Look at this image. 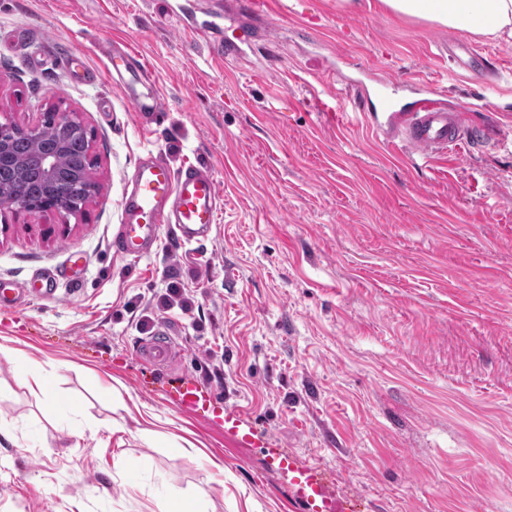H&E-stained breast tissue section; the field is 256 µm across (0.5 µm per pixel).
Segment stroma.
I'll return each mask as SVG.
<instances>
[{"label":"stroma","instance_id":"35a3bbf8","mask_svg":"<svg viewBox=\"0 0 512 512\" xmlns=\"http://www.w3.org/2000/svg\"><path fill=\"white\" fill-rule=\"evenodd\" d=\"M239 0H0V123L75 111L94 134L85 217L0 212V283L53 276L51 295L0 310V512H305L278 453L321 472L349 512H512V43L468 35L501 66L491 86L444 57L451 29L366 0H278L269 39L222 60L185 15ZM134 49L164 112L142 125L101 44ZM83 53L95 83L74 81ZM440 82L500 124L469 157L411 154L356 116L373 75ZM342 121L322 112L338 89ZM208 167L222 197L210 242L118 252L140 157ZM177 288L189 312L163 310ZM167 328L176 357L144 362ZM35 367L58 423L19 383ZM192 379L198 416L164 401ZM127 429L123 438L113 425ZM188 441L149 446L138 429ZM255 429L263 442L241 441Z\"/></svg>","mask_w":512,"mask_h":512}]
</instances>
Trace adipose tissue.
Returning <instances> with one entry per match:
<instances>
[{
	"mask_svg": "<svg viewBox=\"0 0 512 512\" xmlns=\"http://www.w3.org/2000/svg\"><path fill=\"white\" fill-rule=\"evenodd\" d=\"M383 9L449 29L512 40V0H380Z\"/></svg>",
	"mask_w": 512,
	"mask_h": 512,
	"instance_id": "1",
	"label": "adipose tissue"
}]
</instances>
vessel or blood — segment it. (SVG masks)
I'll return each mask as SVG.
<instances>
[{
  "label": "vessel or blood",
  "instance_id": "vessel-or-blood-1",
  "mask_svg": "<svg viewBox=\"0 0 512 512\" xmlns=\"http://www.w3.org/2000/svg\"><path fill=\"white\" fill-rule=\"evenodd\" d=\"M242 14L273 21L275 0H242L238 15L229 16L226 25L237 26ZM223 26L213 21L201 25L192 17L186 20L187 29L199 28L217 34L219 53L228 58L239 57L244 44L253 39V32L244 31L231 39L222 36ZM446 51L449 60L478 79L489 77L485 56L469 43L449 41ZM110 59L112 77L138 117L145 120L159 115L164 109L163 98L139 56L123 47L114 49ZM373 111L384 116L383 121L377 122V130L397 134L414 153L425 158L448 152L459 156L470 149L474 141L490 143L499 135L495 126L472 127L466 113L448 108L442 99L429 92L403 106L396 105L390 95H381ZM220 207L218 183L207 167L190 165L175 173L157 156H146L133 174L132 188L124 201L117 239L120 250L134 259L143 257L159 242L161 229L166 224L173 225L182 243L206 242L218 221ZM140 352L149 363L162 366L172 361L176 347L172 336L161 329L141 342ZM174 402L180 408L198 411L206 408L207 396L196 385L183 382L175 388ZM299 484L304 501L312 503L325 495L322 484L311 471H301Z\"/></svg>",
  "mask_w": 512,
  "mask_h": 512
}]
</instances>
